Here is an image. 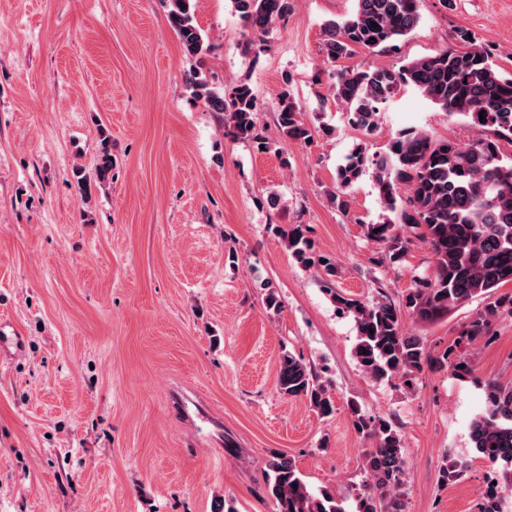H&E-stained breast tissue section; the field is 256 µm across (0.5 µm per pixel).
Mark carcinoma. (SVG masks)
I'll list each match as a JSON object with an SVG mask.
<instances>
[{
	"label": "carcinoma",
	"mask_w": 512,
	"mask_h": 512,
	"mask_svg": "<svg viewBox=\"0 0 512 512\" xmlns=\"http://www.w3.org/2000/svg\"><path fill=\"white\" fill-rule=\"evenodd\" d=\"M236 8L253 36L263 42L275 24L288 16L292 0H236ZM195 9L196 0H171L168 21L186 52L201 62L211 46L196 23ZM373 22L377 27L371 26ZM419 22V0H356L350 16L325 24L323 54L333 64L357 48L386 53ZM493 57L488 46L462 30L455 44L414 59L397 71L360 66L334 73L330 98L324 99L348 110L353 124L371 133L378 128L380 105L401 86L413 85L448 115L465 117L493 134L463 145L406 129L372 162L378 195L391 216L365 225L366 236L383 245L393 259L403 258L416 240L431 251V274L414 277L405 296V307L422 320L436 319L512 282V162L504 160L499 146L501 140L512 142V78L499 72ZM190 87L195 99L224 115L227 133L266 152L275 147L257 127L251 87L243 84L226 93L195 76ZM299 115L297 103L288 92H282L277 129L284 139L307 143L313 139V129ZM366 163L365 150L358 145L336 169L337 192L332 198L338 208L347 209L346 190L366 171ZM111 171L112 154L105 147L95 177L103 183ZM401 184L410 188L404 205L397 199ZM279 234L299 266L324 270L321 286L336 309L354 321V357L370 378L401 377L409 382L426 369L438 371L447 366L448 352L438 355L423 337L404 332L401 307L382 289L370 300L340 293L335 285L336 264L314 249L308 227L292 224L280 228ZM505 310L512 313V294L487 303L462 335L470 341L485 336L491 321ZM330 388L301 356L282 353L278 374L282 395L304 398L325 415L334 411ZM486 403V412L469 425V438L478 456L502 465L503 483L487 488L478 512H503L505 497L512 494V386L488 382ZM348 410L357 433L374 441V446L364 451L365 480L354 512H405L403 488L408 472L398 422L368 415L354 402L348 404ZM468 466L466 459H444L443 480L460 478ZM265 489L276 512H347L335 491L311 490L294 459L285 453L274 454L267 461Z\"/></svg>",
	"instance_id": "carcinoma-1"
}]
</instances>
